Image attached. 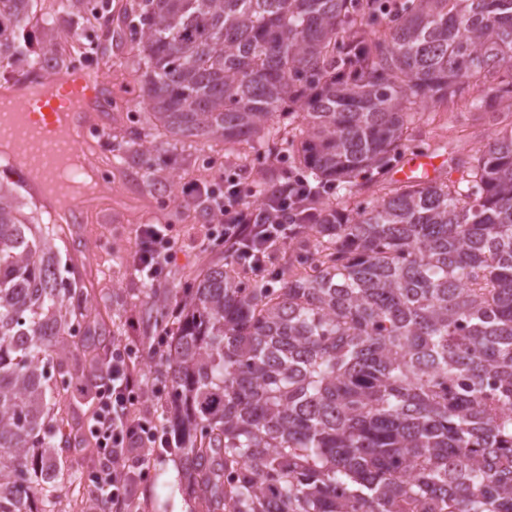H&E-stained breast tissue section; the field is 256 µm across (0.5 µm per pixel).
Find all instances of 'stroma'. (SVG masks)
<instances>
[{"label": "stroma", "mask_w": 512, "mask_h": 512, "mask_svg": "<svg viewBox=\"0 0 512 512\" xmlns=\"http://www.w3.org/2000/svg\"><path fill=\"white\" fill-rule=\"evenodd\" d=\"M133 37L131 28L117 27L103 57L91 46L76 45L68 35L59 37L62 46L75 47L81 66L102 69L112 90V108L101 130L86 138L92 162L100 168L111 167L112 181L90 198L76 223L65 224L61 268L74 272L89 290L96 340L107 346L129 345L140 355L143 379L153 391L130 407V415L150 414L167 426L171 415L162 360L147 354L166 328L153 302L163 297L168 306H175L194 277L224 261V244L214 237V217L205 202L185 198L182 191L196 182L213 192L223 190L225 170L237 169L238 162L225 153L223 145L176 141L148 121L138 105ZM500 124H512V116L504 113L496 118L488 109L477 110L455 99L439 108L433 122L421 126L417 141L423 150L439 157V178L454 180L458 177L456 161L486 144ZM140 143H154L158 149L144 156L136 150ZM154 166L171 173L172 181L159 184L152 180L149 171ZM143 224L165 226L174 244L168 274L153 287L135 275L133 267ZM94 394L86 379L77 377L67 396L69 419L76 431L70 454L81 460L86 473L96 463L95 456L87 452L91 443L87 423L93 415L88 402ZM181 465L177 451L131 461L132 472L145 474L135 487L138 512H195L189 491L180 484Z\"/></svg>", "instance_id": "stroma-1"}]
</instances>
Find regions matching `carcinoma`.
Returning <instances> with one entry per match:
<instances>
[{
	"instance_id": "1",
	"label": "carcinoma",
	"mask_w": 512,
	"mask_h": 512,
	"mask_svg": "<svg viewBox=\"0 0 512 512\" xmlns=\"http://www.w3.org/2000/svg\"><path fill=\"white\" fill-rule=\"evenodd\" d=\"M382 3L138 0L144 109L350 197L410 148L418 104L512 112V0ZM37 4L0 0V62L67 72L59 31L112 22V0H55L34 40ZM457 166L355 218L322 206L269 281L225 262L187 288L163 367L197 512H512V127ZM19 189L0 179V512H57L81 476L58 409L101 358L76 341L88 289Z\"/></svg>"
}]
</instances>
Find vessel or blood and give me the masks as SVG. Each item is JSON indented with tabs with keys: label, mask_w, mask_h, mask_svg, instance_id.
<instances>
[{
	"label": "vessel or blood",
	"mask_w": 512,
	"mask_h": 512,
	"mask_svg": "<svg viewBox=\"0 0 512 512\" xmlns=\"http://www.w3.org/2000/svg\"><path fill=\"white\" fill-rule=\"evenodd\" d=\"M36 75L21 78L0 92V110L8 120L0 119V140L10 141L16 153L25 155L30 168L50 178L69 155L84 154V133L98 123L106 107L102 90L104 76L89 69L71 70L69 79L42 86L39 99H31L29 88ZM438 164L431 154L409 158L394 172L399 182L431 180Z\"/></svg>",
	"instance_id": "1"
}]
</instances>
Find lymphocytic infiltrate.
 Instances as JSON below:
<instances>
[{
    "instance_id": "1",
    "label": "lymphocytic infiltrate",
    "mask_w": 512,
    "mask_h": 512,
    "mask_svg": "<svg viewBox=\"0 0 512 512\" xmlns=\"http://www.w3.org/2000/svg\"><path fill=\"white\" fill-rule=\"evenodd\" d=\"M211 211L224 226L225 254L256 270L266 265L274 251L288 244L299 225L315 222L318 217L314 193L302 180L285 182L277 199L253 200L243 193L235 173L225 176L224 195ZM140 235L134 267L154 282L172 257V242L152 224L142 225ZM104 369L107 381L96 388L98 403L90 425L91 438L99 451V465L92 480L102 501L131 512L135 481L126 470L129 459L172 450L180 440L159 428L153 417L129 415V406L144 387L131 348L113 345Z\"/></svg>"
}]
</instances>
